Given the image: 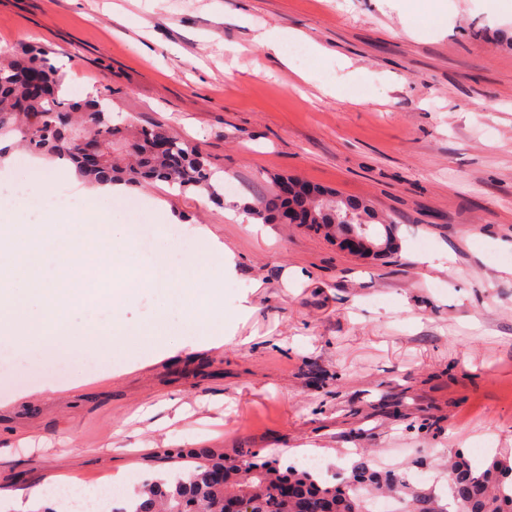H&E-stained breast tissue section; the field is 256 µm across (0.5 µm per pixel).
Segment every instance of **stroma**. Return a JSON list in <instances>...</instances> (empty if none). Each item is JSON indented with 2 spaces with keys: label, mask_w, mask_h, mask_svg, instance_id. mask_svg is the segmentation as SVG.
Here are the masks:
<instances>
[{
  "label": "stroma",
  "mask_w": 512,
  "mask_h": 512,
  "mask_svg": "<svg viewBox=\"0 0 512 512\" xmlns=\"http://www.w3.org/2000/svg\"><path fill=\"white\" fill-rule=\"evenodd\" d=\"M264 30L301 34L304 56L274 59ZM34 44L61 66L65 98L164 125L237 191L214 202L157 183L98 202L111 223L161 224L154 253L132 236L113 245L126 277L165 285L73 311L71 328L110 336L76 347L65 377L11 353L0 505L149 476L171 448L284 465L311 453L328 480L364 449L411 475L512 448V0H449L444 28L410 24L405 0H0V48ZM35 160L13 150L0 179L55 177L65 209L83 211L67 164ZM278 176L368 200L398 251L363 259L251 218L245 204ZM221 247L234 274L203 277ZM182 288L212 289L223 317L188 316Z\"/></svg>",
  "instance_id": "obj_1"
}]
</instances>
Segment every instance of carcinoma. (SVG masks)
I'll return each mask as SVG.
<instances>
[{
  "instance_id": "cac0c4a2",
  "label": "carcinoma",
  "mask_w": 512,
  "mask_h": 512,
  "mask_svg": "<svg viewBox=\"0 0 512 512\" xmlns=\"http://www.w3.org/2000/svg\"><path fill=\"white\" fill-rule=\"evenodd\" d=\"M34 71L45 84V95L38 99L27 96L26 76ZM63 81L64 74L45 48L0 50V142L16 139L30 152L65 160L91 183L122 182L138 189L165 182L184 192L204 190L216 200L222 198L212 183L208 156L201 150L160 124L131 130L115 123L112 112L97 100H68L61 95ZM79 135L99 142L97 162L89 164L63 149L67 139ZM153 141L166 143L168 149L152 150ZM285 205L275 191L247 204L246 210L262 223L274 224ZM250 456L242 462L222 453L196 458L189 468L145 480L137 498L115 512H222L227 496L247 500L253 512H294L293 504L279 495L285 482L297 486L311 512H369L368 498L377 493L399 496L406 512H448L436 494L419 490L394 473L374 471L365 461L351 475L329 484L302 464L283 470L275 459L254 452ZM447 469L460 512H512V452L483 469L472 468L459 454L450 456ZM218 472L224 473L222 483L215 479Z\"/></svg>"
}]
</instances>
